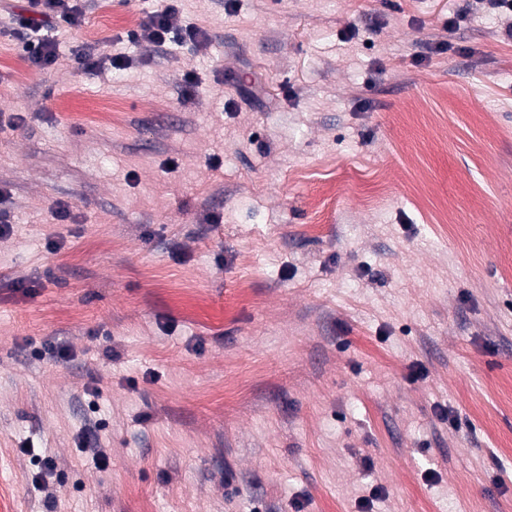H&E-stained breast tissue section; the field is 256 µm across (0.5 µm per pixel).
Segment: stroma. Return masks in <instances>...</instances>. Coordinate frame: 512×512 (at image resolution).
I'll return each instance as SVG.
<instances>
[{"label": "stroma", "mask_w": 512, "mask_h": 512, "mask_svg": "<svg viewBox=\"0 0 512 512\" xmlns=\"http://www.w3.org/2000/svg\"><path fill=\"white\" fill-rule=\"evenodd\" d=\"M471 4L178 0L208 40L159 47L161 0H79L66 70L0 12L7 512H512V15Z\"/></svg>", "instance_id": "stroma-1"}]
</instances>
